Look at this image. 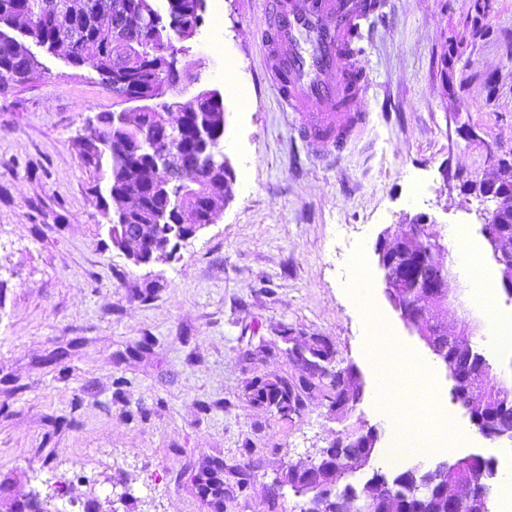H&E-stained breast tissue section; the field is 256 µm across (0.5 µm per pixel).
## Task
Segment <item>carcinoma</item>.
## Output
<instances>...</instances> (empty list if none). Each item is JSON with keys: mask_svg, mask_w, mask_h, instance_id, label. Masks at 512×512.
Returning <instances> with one entry per match:
<instances>
[{"mask_svg": "<svg viewBox=\"0 0 512 512\" xmlns=\"http://www.w3.org/2000/svg\"><path fill=\"white\" fill-rule=\"evenodd\" d=\"M54 0H0V88L11 82L24 83L41 75L44 64L41 56L58 55L76 68L87 67L95 73H108L113 82H121L134 92L151 98L160 87L172 92L182 83V75L163 66L161 49L167 44H179L180 30H197L202 21L204 0H166L165 12H160L157 0H73L82 3L87 10L76 18L80 36L91 43L93 52L85 56L82 50L58 51L62 40L56 24L42 22L33 28L17 25L15 18L22 12L35 17L49 13L48 5ZM126 32L127 40L113 37L112 30ZM188 112H204L211 116L213 125L220 122L224 101L207 96L184 107ZM183 142L189 149L180 158L181 172L186 181L194 178L197 143L194 129L184 134ZM119 143L112 113L99 114L98 124L79 143L80 159L84 167L104 182L109 195L126 191L129 184L124 164H142L136 155L121 161L112 155V145ZM144 200L143 212L136 214L131 223L138 226L154 223L157 212L164 203L150 195L148 187H141ZM334 344L316 337L304 346L293 343L288 357L299 371L296 379L277 377L257 379L249 387L251 403L276 410L304 408L302 394L313 389L324 391V396L335 408V414L346 416L361 399V388L347 376L336 371L330 376L322 372L304 371L302 362L308 358L333 357ZM468 365V376L457 385L452 401L458 403L469 398L475 400L481 411L475 427L479 434L489 440L505 435L512 438V417L500 414V401L494 386L480 378V370L492 366L485 353L470 343L460 355ZM330 459V465L342 474L338 485V498L346 501L356 498L361 506L370 498H381L393 491H405L417 499L421 512H442V500L438 488L447 482L458 483L476 498L477 512H491L490 480L496 469L490 459L464 456L448 463L443 470L434 465L428 469L409 467L389 478L378 471L362 482H354L357 472L368 467L359 459L360 449L341 448L330 445L322 449ZM197 489L214 512L224 509V464L212 459L204 461L197 473Z\"/></svg>", "mask_w": 512, "mask_h": 512, "instance_id": "cac0c4a2", "label": "carcinoma"}]
</instances>
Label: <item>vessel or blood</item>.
<instances>
[{"label": "vessel or blood", "mask_w": 512, "mask_h": 512, "mask_svg": "<svg viewBox=\"0 0 512 512\" xmlns=\"http://www.w3.org/2000/svg\"><path fill=\"white\" fill-rule=\"evenodd\" d=\"M261 47L266 77L282 111L297 114L315 152H339L367 123L354 107L365 85L352 41L361 20L380 16L383 0H264Z\"/></svg>", "instance_id": "obj_1"}]
</instances>
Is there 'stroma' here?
I'll return each mask as SVG.
<instances>
[{"label":"stroma","instance_id":"1","mask_svg":"<svg viewBox=\"0 0 512 512\" xmlns=\"http://www.w3.org/2000/svg\"><path fill=\"white\" fill-rule=\"evenodd\" d=\"M386 2L363 31L369 89L357 105L370 122L321 162L262 79V0H206L181 58L200 79L177 98L222 90L220 154L235 181L215 222L165 264L132 265L102 223L77 137L87 116L120 106L95 73L47 56L43 76L0 91V479L15 494L44 499L60 485V512L92 500L99 512H213L194 478L216 458L228 475L224 512H300L291 490L269 492L284 461L379 423L365 364L373 319L431 359L387 299L375 253L381 233L399 235L417 214L441 241L460 237L506 307L484 204L467 186L495 180L490 151L512 149V0ZM229 66L247 105L225 90ZM451 272L460 297L443 320L484 343L474 284L463 267ZM288 329L327 337L339 365L359 370L363 394L348 417L330 415L318 391L289 419L251 403L252 381L297 375ZM452 385L434 362L398 407L424 424ZM453 411L466 454L512 470V443Z\"/></svg>","mask_w":512,"mask_h":512}]
</instances>
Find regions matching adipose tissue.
<instances>
[{"instance_id":"obj_1","label":"adipose tissue","mask_w":512,"mask_h":512,"mask_svg":"<svg viewBox=\"0 0 512 512\" xmlns=\"http://www.w3.org/2000/svg\"><path fill=\"white\" fill-rule=\"evenodd\" d=\"M489 325L487 348L495 354L512 352V318L502 315L488 293L477 296ZM366 361L375 378L372 401L378 417L399 457H414L430 462L444 452L464 447L468 435L459 429L455 416L447 404L436 401L428 414L429 427L420 431L414 428L398 411L394 399L396 387L403 383L407 373H414L423 382L432 374L428 360L396 353L390 340L371 339Z\"/></svg>"}]
</instances>
